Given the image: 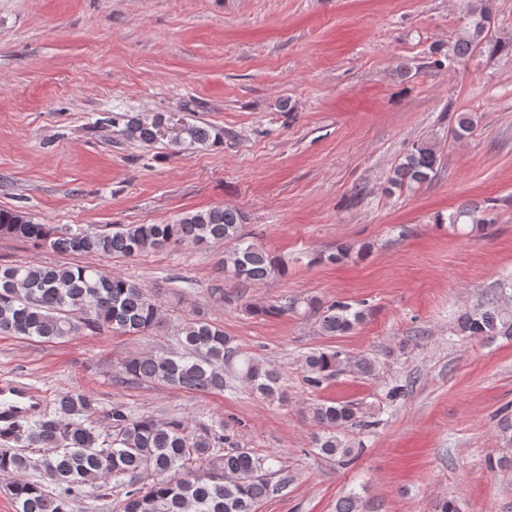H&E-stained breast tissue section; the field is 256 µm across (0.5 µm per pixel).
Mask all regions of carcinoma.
Returning a JSON list of instances; mask_svg holds the SVG:
<instances>
[{"instance_id":"1","label":"carcinoma","mask_w":512,"mask_h":512,"mask_svg":"<svg viewBox=\"0 0 512 512\" xmlns=\"http://www.w3.org/2000/svg\"><path fill=\"white\" fill-rule=\"evenodd\" d=\"M490 0H463L461 32L446 56L448 63L488 49L494 55L509 45L487 39L491 22ZM123 124L124 135L150 144L161 136L165 117L159 113L140 117L112 114V125ZM224 133L212 126L188 124L176 141L189 148H205L223 142ZM438 154L429 139L412 144L393 171L390 183L401 189L426 182L435 173ZM244 214L215 206L188 212L171 224H114L109 228L59 227L39 224L18 210L0 209V236L8 235L35 244H47L61 254L93 257H131L170 246L191 243L209 247L224 244V271L245 283H260L279 272V265L263 247L242 233ZM480 211L462 204L448 214L453 231L469 235L481 229ZM320 313L323 333L342 335L360 324L363 310L338 301L320 310L314 300L274 301L251 306L257 315L280 317L300 306ZM163 324L159 307L142 285L96 266H0V334L47 342L80 336L85 331H111L141 335ZM457 331L471 338L512 336V297L500 304L464 309L456 316ZM181 351L161 355H135L121 363L126 381L164 384L196 393L224 390V368L249 382L266 397L276 393L277 375L244 353L224 330L206 319L179 325ZM348 366L369 375L375 363L351 358L343 352L315 351L302 367L309 386L318 388ZM94 399L83 393L65 392L53 409L31 424L0 429V440L20 441L26 448H41L35 461L0 448V479L7 482L15 512H69L70 501L85 488H95L110 475L127 488L123 512H255L256 505L288 485V471L276 455L256 456L233 442L227 426L198 434L179 417L157 419L138 416L123 405L107 414L110 429L103 431L87 422ZM305 418L319 428L315 445L344 466L357 459L342 434L352 427H370V413L354 402H314ZM228 449L221 450L222 445ZM35 468L54 484L27 477ZM154 474L150 484L142 475ZM336 512H371L368 504L350 493L336 503Z\"/></svg>"}]
</instances>
